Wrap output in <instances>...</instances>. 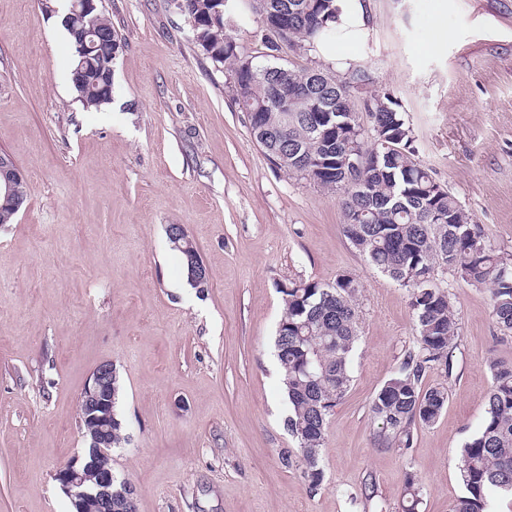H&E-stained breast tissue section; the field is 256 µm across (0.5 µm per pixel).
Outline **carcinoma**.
Returning <instances> with one entry per match:
<instances>
[{
	"instance_id": "1",
	"label": "carcinoma",
	"mask_w": 512,
	"mask_h": 512,
	"mask_svg": "<svg viewBox=\"0 0 512 512\" xmlns=\"http://www.w3.org/2000/svg\"><path fill=\"white\" fill-rule=\"evenodd\" d=\"M187 18H196L192 35L217 64L234 69L247 58L232 36L236 21L225 20L231 8L225 0H183ZM256 14L270 10L288 15V25L266 41L271 62L257 66L256 78L241 85L237 103L250 128L263 127L277 136L276 166L299 174L322 188L341 193L344 233L372 267L409 291L416 331L398 373L372 400V412L383 437L398 448H409L413 427L430 426L448 403L445 387L422 389V378L435 367L451 370L458 338L457 313L449 295L433 285L437 269L450 270L476 288L489 290V306L498 329L512 333V254L494 246L471 223L457 198L441 185L417 158L415 137L406 113L390 94H376L387 107L371 112L373 139H385L390 149L376 148L365 138L364 124L344 95L349 85L365 82V71L339 76L321 65L315 69L328 80L325 100L334 111L322 122L310 121V101L302 99L284 112L272 99L268 77L283 73L288 86L304 91L308 69L278 63L286 45L303 51L325 38L335 18V0H253ZM101 67H93L83 83L73 84L86 108L109 104L101 92ZM314 157L322 160L317 166ZM361 159L350 174L348 161ZM319 170H314V167ZM26 199V183L13 195H0V224H10L16 200ZM441 214L444 223L433 220ZM364 223L357 224L358 216ZM362 281L341 274L331 283L302 281L279 288L284 313L275 347L289 403L285 426L297 440L301 472L313 488L320 486V466L327 423L346 396L351 382L350 359L358 340V297ZM491 385L485 417L478 431L461 448L459 473L464 494L452 512H490V495L512 494V362H489ZM402 512H417L420 489L407 476L401 493ZM108 512H137V490L128 481H114Z\"/></svg>"
}]
</instances>
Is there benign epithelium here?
<instances>
[{"mask_svg": "<svg viewBox=\"0 0 512 512\" xmlns=\"http://www.w3.org/2000/svg\"><path fill=\"white\" fill-rule=\"evenodd\" d=\"M94 0H71L70 12L64 18V25L76 40L77 66L75 78L80 80L87 71L88 50L101 44L110 53V64H115L122 52L121 44L102 33L93 25L92 9ZM24 179L22 171L8 154L0 153V193L9 194L16 183ZM210 280L209 273L199 257H192L188 272L189 283L196 288H205ZM114 367L110 362L99 364L85 383L78 401L82 404L87 418L93 422L89 447L102 448L112 444V375ZM114 474L112 468H94L76 455L57 470L55 479L71 500L74 512H99L100 495L110 493ZM99 488L94 495L86 490L88 483Z\"/></svg>", "mask_w": 512, "mask_h": 512, "instance_id": "7a95c632", "label": "benign epithelium"}]
</instances>
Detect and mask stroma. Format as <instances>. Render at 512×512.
Instances as JSON below:
<instances>
[{"mask_svg":"<svg viewBox=\"0 0 512 512\" xmlns=\"http://www.w3.org/2000/svg\"><path fill=\"white\" fill-rule=\"evenodd\" d=\"M354 49L369 83L355 111L390 93L418 159L498 248L512 252V0H364ZM124 49L112 107L88 110L72 48L42 0H0V152L27 198L0 226V512H71L55 479L87 441L79 394L102 362L121 385L128 443L112 470L137 512H400L414 477L420 512L463 493L459 450L480 427L490 359L512 335L489 292L438 270L460 319L438 421L388 446L372 400L415 341L406 288L371 269L343 232L341 195L276 168L235 102L230 69L193 40L172 0H102ZM448 31L436 42L433 20ZM183 225L210 273L184 287L166 235ZM357 275L360 339L310 488L286 465L297 443L275 356L279 288Z\"/></svg>","mask_w":512,"mask_h":512,"instance_id":"1","label":"stroma"}]
</instances>
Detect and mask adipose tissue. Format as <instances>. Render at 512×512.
Returning <instances> with one entry per match:
<instances>
[{"label":"adipose tissue","mask_w":512,"mask_h":512,"mask_svg":"<svg viewBox=\"0 0 512 512\" xmlns=\"http://www.w3.org/2000/svg\"><path fill=\"white\" fill-rule=\"evenodd\" d=\"M338 11L332 26L338 35L337 43H316L318 57L339 69L347 68L354 60L352 47L366 39L371 28L362 0H336Z\"/></svg>","instance_id":"adipose-tissue-1"}]
</instances>
